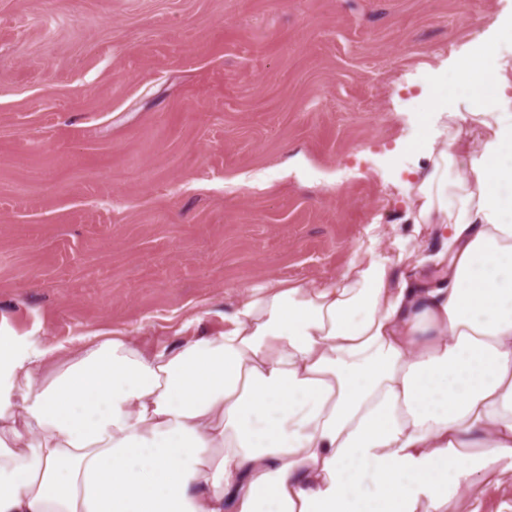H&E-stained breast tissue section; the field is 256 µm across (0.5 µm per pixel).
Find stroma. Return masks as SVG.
I'll return each mask as SVG.
<instances>
[{"instance_id":"stroma-1","label":"stroma","mask_w":512,"mask_h":512,"mask_svg":"<svg viewBox=\"0 0 512 512\" xmlns=\"http://www.w3.org/2000/svg\"><path fill=\"white\" fill-rule=\"evenodd\" d=\"M512 0H0V328L72 347L224 327L240 289L438 251L404 150ZM405 250L392 248L394 238ZM455 85L456 83L448 80V77H436L430 88L433 107L448 112V106L456 95Z\"/></svg>"}]
</instances>
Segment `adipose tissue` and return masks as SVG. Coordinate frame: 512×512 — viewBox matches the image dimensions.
Returning <instances> with one entry per match:
<instances>
[{
	"label": "adipose tissue",
	"instance_id": "1",
	"mask_svg": "<svg viewBox=\"0 0 512 512\" xmlns=\"http://www.w3.org/2000/svg\"><path fill=\"white\" fill-rule=\"evenodd\" d=\"M512 18L455 69L512 84ZM467 173L419 120L427 279L375 245L336 277L245 288L223 330L72 348L0 331V512H448L512 483V114Z\"/></svg>",
	"mask_w": 512,
	"mask_h": 512
}]
</instances>
